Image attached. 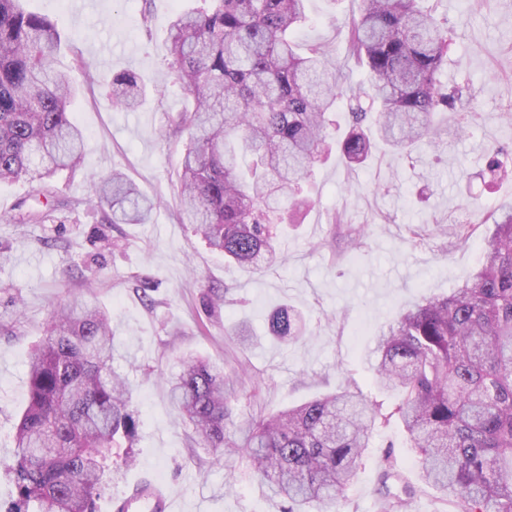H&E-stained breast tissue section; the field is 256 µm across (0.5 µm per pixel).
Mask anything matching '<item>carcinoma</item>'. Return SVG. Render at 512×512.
<instances>
[{"mask_svg":"<svg viewBox=\"0 0 512 512\" xmlns=\"http://www.w3.org/2000/svg\"><path fill=\"white\" fill-rule=\"evenodd\" d=\"M0 0V183H38L52 209L70 199L48 181L75 166L85 135L69 116L78 95L57 57L58 22ZM176 14L170 31L173 85L193 107L174 132H187L180 174L179 219L249 275L279 266L274 225L285 223L280 193L309 208L302 194L311 168L331 146L347 167L362 164L372 128L399 153L422 143L434 149L477 119L466 112L463 88H448L452 33L422 0H361L344 37L346 57L368 82L344 85L331 50L296 51L294 32L306 20V0H204ZM112 105L135 110L141 81L112 79ZM347 100L348 129L332 142L337 100ZM497 149L487 168L503 180L512 168ZM113 224H143L154 201L121 172L94 184ZM35 208L1 217L40 224ZM282 344L304 331L301 314L281 307L268 318ZM109 313L94 299L54 310L45 337L30 352L28 398L15 427L9 472L15 497L0 512H95L112 465L135 461L136 413ZM382 405L348 387L299 406L251 418L238 442L228 430L236 388L224 364L183 360L167 380L176 418L191 440L216 459L242 453L257 479L288 503V512H330L353 477L379 426L397 417L420 456L421 478L453 512H512V205L498 209L471 279L404 311L382 331L370 362ZM386 465L379 495L383 512H406L413 489L394 493Z\"/></svg>","mask_w":512,"mask_h":512,"instance_id":"1","label":"carcinoma"}]
</instances>
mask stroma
<instances>
[{"instance_id":"stroma-1","label":"stroma","mask_w":512,"mask_h":512,"mask_svg":"<svg viewBox=\"0 0 512 512\" xmlns=\"http://www.w3.org/2000/svg\"><path fill=\"white\" fill-rule=\"evenodd\" d=\"M26 2L59 21L60 62L79 87L71 118L86 135L85 148L75 169L57 174L61 194L87 198L93 178L118 168L161 204L145 224H107L102 211L85 206L55 211L42 224L0 222V252L11 257L0 267V500L15 493L5 466L26 405L29 352L56 306L91 291L112 317L138 417L135 462L106 478L96 512H109L112 498L146 476L175 494L179 512H281L246 458L223 466L191 446L164 380L188 356L223 362L236 384L238 424L347 384L394 407L396 396L372 384L377 336L402 311L471 278L491 213L512 204V177L495 181L486 169L492 149L512 152V0H424L452 32L448 72L465 86L478 123L436 153L423 148L405 158L381 144L353 170L329 154L305 186L313 207L298 223L277 227L284 264L254 278L211 252L177 216L187 139L173 135L171 121L185 101L172 84L167 38L175 14L202 0ZM360 7L361 0H308L297 35L300 47L332 49L354 83L364 75L346 62L341 29ZM124 72L151 91L133 112L113 108L108 98L113 76ZM448 224L476 230L467 245L455 246L439 231ZM413 226L423 234L417 244L408 240ZM351 228L365 231L360 249L350 246ZM135 279L147 294L132 289ZM210 288L225 291L212 313L203 305ZM284 305L299 310L308 328L303 341L288 346L266 334L268 315ZM243 321L254 332L246 346L233 334ZM417 460L399 422L380 427L336 512H381L377 489L387 463L416 490L411 512H448L420 480Z\"/></svg>"}]
</instances>
